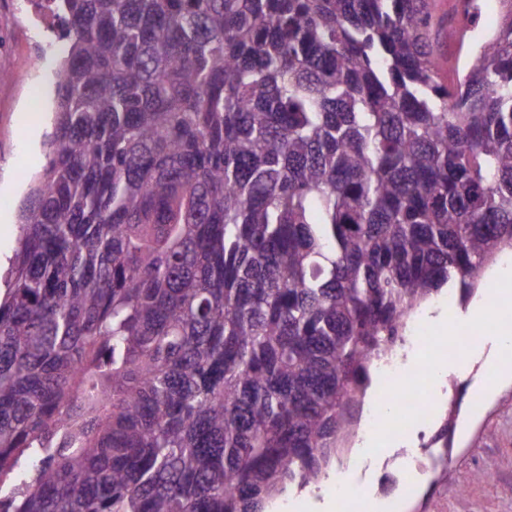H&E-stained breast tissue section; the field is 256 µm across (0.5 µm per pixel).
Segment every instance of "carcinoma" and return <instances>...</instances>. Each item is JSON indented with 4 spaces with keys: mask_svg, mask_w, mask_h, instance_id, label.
I'll use <instances>...</instances> for the list:
<instances>
[{
    "mask_svg": "<svg viewBox=\"0 0 512 512\" xmlns=\"http://www.w3.org/2000/svg\"><path fill=\"white\" fill-rule=\"evenodd\" d=\"M426 0H51L0 278V512H266L405 316L512 251V0L459 83Z\"/></svg>",
    "mask_w": 512,
    "mask_h": 512,
    "instance_id": "1",
    "label": "carcinoma"
}]
</instances>
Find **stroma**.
Returning <instances> with one entry per match:
<instances>
[{"label": "stroma", "instance_id": "35a3bbf8", "mask_svg": "<svg viewBox=\"0 0 512 512\" xmlns=\"http://www.w3.org/2000/svg\"><path fill=\"white\" fill-rule=\"evenodd\" d=\"M433 43L441 83L462 79L480 46L497 30L500 0H481L478 24L460 36L456 0H428ZM31 0H0V258L9 259L18 235L17 207L32 178L45 163V152L31 144V132L50 127L57 56L45 55L36 68L23 65L41 51L53 33L49 22L34 14ZM472 363L440 376L436 388L445 399L431 412L428 435L447 427L450 450L447 465H435L438 446H419L415 431L388 434L383 448L374 451L377 462L397 458L410 448L423 462L415 479L417 491L403 498L402 512H512V383L483 398L473 411V386L484 378ZM491 473L488 481L479 480Z\"/></svg>", "mask_w": 512, "mask_h": 512}]
</instances>
